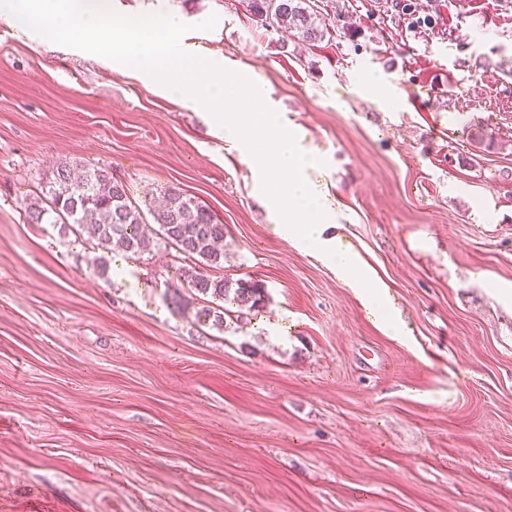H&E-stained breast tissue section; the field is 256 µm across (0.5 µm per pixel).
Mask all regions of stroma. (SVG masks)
<instances>
[{
	"instance_id": "stroma-1",
	"label": "stroma",
	"mask_w": 512,
	"mask_h": 512,
	"mask_svg": "<svg viewBox=\"0 0 512 512\" xmlns=\"http://www.w3.org/2000/svg\"><path fill=\"white\" fill-rule=\"evenodd\" d=\"M309 6L306 43L240 0H112L253 71L409 343L273 231L207 113L0 25V512H512V0ZM69 161L202 202L211 277L264 307L198 325L174 248L27 223Z\"/></svg>"
}]
</instances>
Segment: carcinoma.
<instances>
[{"instance_id": "obj_1", "label": "carcinoma", "mask_w": 512, "mask_h": 512, "mask_svg": "<svg viewBox=\"0 0 512 512\" xmlns=\"http://www.w3.org/2000/svg\"><path fill=\"white\" fill-rule=\"evenodd\" d=\"M252 19L267 30L289 29L307 42L320 40L324 29L306 7V0H242ZM31 224H79L88 235L106 245L115 244L126 252L141 253L150 246L144 213L159 226V239L199 267L224 266V225L215 221L209 208L172 187L163 191V202L135 201L129 187L111 172L80 163H61L53 172L45 192L25 206ZM187 280L198 293L254 310L265 304V288L257 281L217 280L191 268ZM230 310L221 305L196 312L201 324L224 326Z\"/></svg>"}]
</instances>
